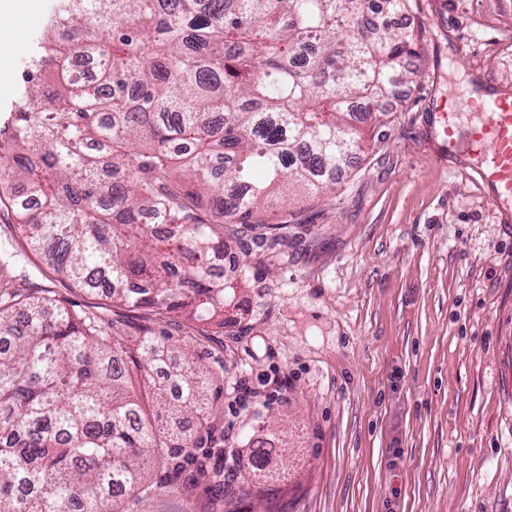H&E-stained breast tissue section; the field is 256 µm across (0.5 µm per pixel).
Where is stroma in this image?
<instances>
[{"instance_id":"35a3bbf8","label":"stroma","mask_w":512,"mask_h":512,"mask_svg":"<svg viewBox=\"0 0 512 512\" xmlns=\"http://www.w3.org/2000/svg\"><path fill=\"white\" fill-rule=\"evenodd\" d=\"M0 23V116L10 112L54 0H13ZM426 58L382 138L298 197L288 240L253 247L245 305L217 326L106 303L30 271L118 334L190 347L240 385L285 379L277 402L222 411L180 482L125 512H512V221L442 147V106L465 83L512 87V0H410ZM467 54L457 57L456 44ZM285 467L263 499L250 439Z\"/></svg>"}]
</instances>
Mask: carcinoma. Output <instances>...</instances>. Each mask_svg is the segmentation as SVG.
I'll list each match as a JSON object with an SVG mask.
<instances>
[{
    "label": "carcinoma",
    "instance_id": "1",
    "mask_svg": "<svg viewBox=\"0 0 512 512\" xmlns=\"http://www.w3.org/2000/svg\"><path fill=\"white\" fill-rule=\"evenodd\" d=\"M362 2L57 0L0 124V204L24 242L0 247V270L35 260L87 292L105 281L113 303L226 324L224 219L250 225L289 187L333 190L359 124L421 57L415 27L388 21L410 0ZM288 223L277 209L273 243ZM48 293L0 292V512H123L156 490L150 466L176 478L202 447L216 378ZM171 357L172 398L149 378ZM270 452L250 448L261 492Z\"/></svg>",
    "mask_w": 512,
    "mask_h": 512
}]
</instances>
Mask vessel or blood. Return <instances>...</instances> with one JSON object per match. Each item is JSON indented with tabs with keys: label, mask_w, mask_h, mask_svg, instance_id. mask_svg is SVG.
<instances>
[{
	"label": "vessel or blood",
	"mask_w": 512,
	"mask_h": 512,
	"mask_svg": "<svg viewBox=\"0 0 512 512\" xmlns=\"http://www.w3.org/2000/svg\"><path fill=\"white\" fill-rule=\"evenodd\" d=\"M476 119L461 125L460 114ZM443 147L449 155L464 157L499 212L512 211V94L477 93L463 85L448 99L443 115Z\"/></svg>",
	"instance_id": "b4317fda"
}]
</instances>
